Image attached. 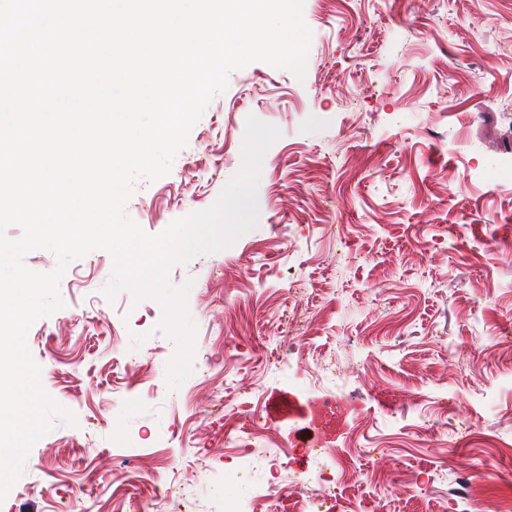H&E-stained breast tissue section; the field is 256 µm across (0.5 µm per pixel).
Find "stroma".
<instances>
[{"mask_svg":"<svg viewBox=\"0 0 512 512\" xmlns=\"http://www.w3.org/2000/svg\"><path fill=\"white\" fill-rule=\"evenodd\" d=\"M312 31L304 80L254 62L191 129L166 176L139 180L127 213L146 233L211 206L241 166L246 118L276 125L257 188L258 225L221 251L173 265L210 299H188L194 363L168 398L174 345L162 307L129 292L107 299L112 257L72 260L64 305L27 335L44 390L75 416L32 447L0 512H154L170 481L207 469L187 512H224L235 450L207 396L276 433L289 467L321 436L323 465L346 460L359 481L340 506L412 512L445 499L474 470L498 476L468 512L512 499V0H306ZM497 54L496 71L481 61ZM296 327L336 373L312 374ZM476 353L452 365L458 345ZM298 399L269 417L271 395ZM426 472L427 490L372 477L374 466Z\"/></svg>","mask_w":512,"mask_h":512,"instance_id":"1","label":"stroma"}]
</instances>
